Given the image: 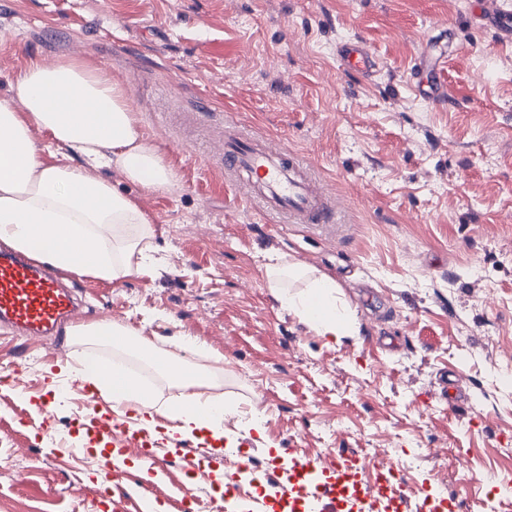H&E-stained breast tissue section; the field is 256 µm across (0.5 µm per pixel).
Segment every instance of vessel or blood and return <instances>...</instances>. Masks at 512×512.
Returning a JSON list of instances; mask_svg holds the SVG:
<instances>
[{
  "label": "vessel or blood",
  "instance_id": "vessel-or-blood-1",
  "mask_svg": "<svg viewBox=\"0 0 512 512\" xmlns=\"http://www.w3.org/2000/svg\"><path fill=\"white\" fill-rule=\"evenodd\" d=\"M339 58L346 69L365 75L377 66L376 55L358 41L343 44ZM219 158L225 175L266 214L291 224L335 223L338 207L334 195L298 153L277 148L268 139L228 122ZM79 309L71 290L45 267L20 254H0L1 328L18 336H55L64 323L75 320ZM96 428L110 435L121 448L137 449L152 468L168 456L181 453L177 447H157L148 429L126 419L109 418L97 422ZM291 463L299 482L280 480L274 473L265 476L267 482L278 484L282 498L303 500L310 512H343V489L360 481L356 458L336 463L333 476L318 487L313 484L312 473L320 466V459L299 455ZM365 501L370 512H378L383 505L389 512H407L409 508L406 495L391 486L382 471L367 488Z\"/></svg>",
  "mask_w": 512,
  "mask_h": 512
}]
</instances>
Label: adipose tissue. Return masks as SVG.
Here are the masks:
<instances>
[{
    "label": "adipose tissue",
    "instance_id": "ef3b65f1",
    "mask_svg": "<svg viewBox=\"0 0 512 512\" xmlns=\"http://www.w3.org/2000/svg\"><path fill=\"white\" fill-rule=\"evenodd\" d=\"M11 92V98L0 99V243L55 268L108 281L153 262L158 246L150 219L96 175L111 169L148 192L177 185L174 171L145 141L124 88L106 70L77 60L51 66L33 61L15 77ZM34 125L51 133L50 144H35ZM61 145L77 152L82 164L47 163ZM298 276L306 277V287L288 289V281ZM265 277L276 301L318 335H355V319L335 279L309 273L280 254L269 255ZM162 361L180 390L168 404L177 433L205 444L211 454H223L224 420L235 405L204 393L216 368L170 353ZM83 380L156 429L157 398L123 363L87 365Z\"/></svg>",
    "mask_w": 512,
    "mask_h": 512
}]
</instances>
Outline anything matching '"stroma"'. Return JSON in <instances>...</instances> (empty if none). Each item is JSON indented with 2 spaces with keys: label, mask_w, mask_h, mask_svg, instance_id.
I'll list each match as a JSON object with an SVG mask.
<instances>
[{
  "label": "stroma",
  "mask_w": 512,
  "mask_h": 512,
  "mask_svg": "<svg viewBox=\"0 0 512 512\" xmlns=\"http://www.w3.org/2000/svg\"><path fill=\"white\" fill-rule=\"evenodd\" d=\"M479 0H0V98L31 61L79 59L124 86L148 143L177 174L149 193L115 171L156 229L159 261L116 282L63 273L82 324L129 325L163 352L186 339L223 360L218 389L237 406L222 461L185 443L147 484L105 474L90 407L52 386L47 345L0 331V512H111L144 496L181 512L179 490L214 498L217 466L255 469L305 453L356 456L363 478L397 471L411 506L512 512V42L481 24ZM361 39L371 76L343 70ZM436 65L446 107L409 88ZM232 119L302 154L339 201L336 224H282L224 179L216 142ZM332 276L357 333L317 335L280 308L269 254ZM72 364L122 358L160 396L173 387L135 354L63 331ZM54 417L42 427V403ZM262 432L247 431L254 409ZM78 447L56 452L58 436ZM339 58L346 69L370 74L377 66V56L369 47L358 41H350L339 49Z\"/></svg>",
  "instance_id": "35a3bbf8"
}]
</instances>
